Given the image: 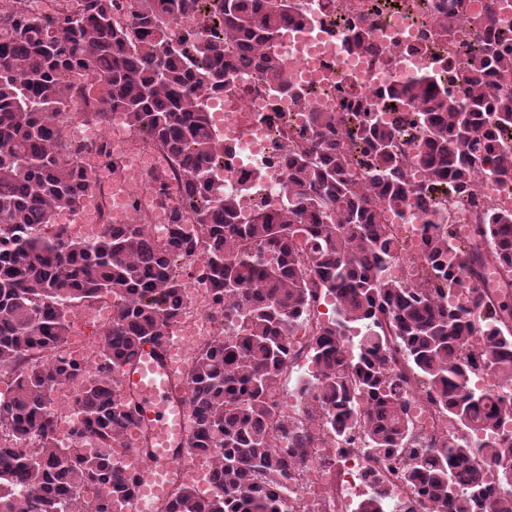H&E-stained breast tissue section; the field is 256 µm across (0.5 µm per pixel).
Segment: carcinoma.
<instances>
[{"label":"carcinoma","instance_id":"carcinoma-1","mask_svg":"<svg viewBox=\"0 0 512 512\" xmlns=\"http://www.w3.org/2000/svg\"><path fill=\"white\" fill-rule=\"evenodd\" d=\"M33 12L27 0H0V372L11 374V399L0 400V512H125L133 479L119 456L131 426V402L113 374L149 340L160 345L186 314L184 278L209 283L219 328L228 335L201 348L186 377L196 426L190 447L219 461L216 491L199 497L175 486L164 512H286L279 483L288 457L277 456L265 432L267 394L288 362L285 336L320 288L336 297V320L314 338V399L328 423L366 433L373 457L403 459L413 437L403 376L386 364L382 318L394 328L412 377L436 393L456 427L481 430L476 455L452 435L405 476L423 482L427 512H512V490L496 492L480 468L512 463V399L474 389L469 338L484 337L485 368L512 382V210L471 213L460 237L455 225L427 224L421 282L384 274L396 244L384 211L414 199L435 206L444 190L464 195L480 168L512 177L502 137L512 135V92L485 88L512 81V33L494 28L495 12L469 13L468 0L439 5L448 35L467 19L475 41L459 63L469 72L457 93L432 72L385 91L415 108L422 139L414 163L423 182L408 184L396 153L403 131L381 122L360 100L344 112H314L288 154V209L257 207L240 224L238 200L224 196L212 171L223 161L202 100L231 86L235 66L260 44L256 71L266 85L287 86L276 53L294 19L293 0H64ZM199 29L182 32V21ZM75 108L86 124L105 126L123 114L141 145L159 149L170 166L149 174L158 207L168 214L161 243L139 224L104 216L92 240L54 221L91 198L98 169L115 159L104 139L75 141L58 115ZM348 127V138L341 136ZM180 185L173 198L171 183ZM503 275V297L482 292L487 268ZM468 277L472 308L448 307L445 287ZM112 301L115 314L98 344L99 372L67 352L73 310ZM364 327L360 351L345 356L347 324ZM76 393L81 419L58 437L52 392ZM94 447H88V438Z\"/></svg>","mask_w":512,"mask_h":512}]
</instances>
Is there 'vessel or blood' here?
Segmentation results:
<instances>
[{"mask_svg": "<svg viewBox=\"0 0 512 512\" xmlns=\"http://www.w3.org/2000/svg\"><path fill=\"white\" fill-rule=\"evenodd\" d=\"M177 375L176 349L168 340L143 344L119 370L118 379L134 410L130 434L137 458L132 469V512H154L167 500L170 481L189 446L190 405L187 396L174 392Z\"/></svg>", "mask_w": 512, "mask_h": 512, "instance_id": "1", "label": "vessel or blood"}]
</instances>
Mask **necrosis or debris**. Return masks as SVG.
<instances>
[{
    "label": "necrosis or debris",
    "mask_w": 512,
    "mask_h": 512,
    "mask_svg": "<svg viewBox=\"0 0 512 512\" xmlns=\"http://www.w3.org/2000/svg\"><path fill=\"white\" fill-rule=\"evenodd\" d=\"M298 23L281 36L276 50L287 62L288 88L263 86L255 77L254 67L237 68L233 91L204 101L211 116L216 141L224 145V166L213 176L225 195L238 198L241 215H248L252 205L282 208L288 198L285 171L279 159L291 147L289 127L305 125L309 111H340L342 97L374 99L384 85L402 81L429 70L448 81L456 90L465 73L449 56L450 43L471 40L465 19L454 22L451 41L438 36L441 19L439 0H294ZM363 19L372 31V47L352 50L347 44L349 25ZM388 120L400 121L406 130L397 153L404 161L408 181L422 180L412 157L420 142V132L413 123L412 111L394 106L384 111ZM71 139L91 140L104 137L113 153L124 154L137 183L132 193L137 209H126L123 221L136 212L150 216V233L164 240L168 222L162 210L153 206L145 174L158 167V160L135 148L134 136L120 113H113L104 129H92L79 121H68ZM467 213L456 197H449L447 207L427 213L407 207L403 213H386L385 222L399 249L387 264L389 275L400 279L419 277L423 271L422 227L425 224L451 222L464 226ZM208 285L194 283L188 291L187 323L173 330L174 343H187L185 362H192L197 347L211 341L216 327L208 312ZM320 301H312L300 323L302 333L287 336L288 366L282 372L284 383L269 394L271 416L266 432L274 451L290 447L289 430L309 438L288 468V512H359L362 502L377 490H384V512H423L421 489L410 483L398 461L369 455L363 427L356 426L338 434L323 414L314 410L306 381L316 369L312 335L323 320ZM408 414L413 422L414 448L423 453L448 441L453 426L448 413L436 404L433 395L406 386Z\"/></svg>",
    "instance_id": "1"
}]
</instances>
